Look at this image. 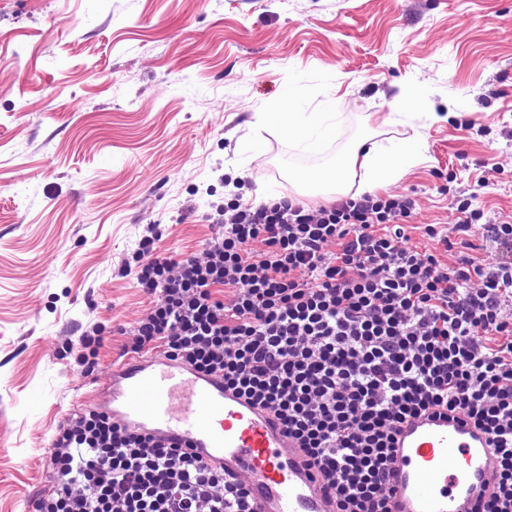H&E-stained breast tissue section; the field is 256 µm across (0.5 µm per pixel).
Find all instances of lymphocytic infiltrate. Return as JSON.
Instances as JSON below:
<instances>
[{
    "mask_svg": "<svg viewBox=\"0 0 512 512\" xmlns=\"http://www.w3.org/2000/svg\"><path fill=\"white\" fill-rule=\"evenodd\" d=\"M412 209L369 193L231 202L202 256H157L146 238L135 279L154 304L130 350L163 349L272 409L336 512H389L400 424L462 414L496 453L479 512H512V262L448 265L409 245ZM46 467L35 512H254L244 483L92 407L57 426Z\"/></svg>",
    "mask_w": 512,
    "mask_h": 512,
    "instance_id": "obj_1",
    "label": "lymphocytic infiltrate"
}]
</instances>
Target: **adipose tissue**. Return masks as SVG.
Segmentation results:
<instances>
[{
	"mask_svg": "<svg viewBox=\"0 0 512 512\" xmlns=\"http://www.w3.org/2000/svg\"><path fill=\"white\" fill-rule=\"evenodd\" d=\"M417 154L414 140L389 146L371 144L369 148H352L338 164L335 175H302L297 179L300 188L324 195L343 194L351 174H359V192H371L380 187L388 176L406 171Z\"/></svg>",
	"mask_w": 512,
	"mask_h": 512,
	"instance_id": "adipose-tissue-1",
	"label": "adipose tissue"
}]
</instances>
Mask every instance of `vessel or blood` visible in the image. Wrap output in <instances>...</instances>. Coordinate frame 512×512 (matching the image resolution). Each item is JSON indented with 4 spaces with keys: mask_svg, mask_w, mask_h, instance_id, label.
<instances>
[{
    "mask_svg": "<svg viewBox=\"0 0 512 512\" xmlns=\"http://www.w3.org/2000/svg\"><path fill=\"white\" fill-rule=\"evenodd\" d=\"M92 392L115 421L245 480L255 512L336 508L281 420L226 391L220 376L152 352L114 362L109 379L93 383ZM495 465L487 435L463 417L429 411L408 419L388 476L391 512H473Z\"/></svg>",
    "mask_w": 512,
    "mask_h": 512,
    "instance_id": "vessel-or-blood-1",
    "label": "vessel or blood"
}]
</instances>
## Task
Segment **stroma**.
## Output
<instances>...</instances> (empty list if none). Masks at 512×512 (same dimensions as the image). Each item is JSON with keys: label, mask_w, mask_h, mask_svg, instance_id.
Wrapping results in <instances>:
<instances>
[{"label": "stroma", "mask_w": 512, "mask_h": 512, "mask_svg": "<svg viewBox=\"0 0 512 512\" xmlns=\"http://www.w3.org/2000/svg\"><path fill=\"white\" fill-rule=\"evenodd\" d=\"M272 112L332 131L259 128ZM369 127L420 144L383 190L414 201L410 245L512 257L484 229L512 224V0H0V512H34L52 432L151 307L121 273L141 239L199 254L229 200L293 195Z\"/></svg>", "instance_id": "stroma-1"}]
</instances>
